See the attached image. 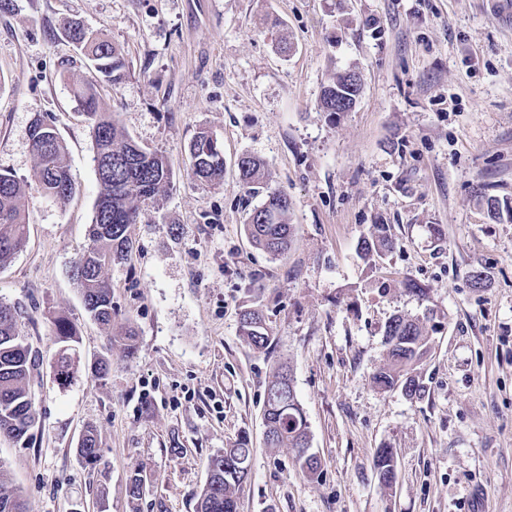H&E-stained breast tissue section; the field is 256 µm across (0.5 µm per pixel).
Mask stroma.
<instances>
[{
  "label": "stroma",
  "instance_id": "stroma-1",
  "mask_svg": "<svg viewBox=\"0 0 512 512\" xmlns=\"http://www.w3.org/2000/svg\"><path fill=\"white\" fill-rule=\"evenodd\" d=\"M105 33L128 62L101 81L68 39L69 20ZM357 71L355 107L331 116L321 91ZM96 84L119 124L162 153L172 187L129 225L132 253L112 265L116 322L134 352L86 313L72 278L89 244L97 195L93 144L76 84ZM52 124L76 185L45 198L30 127ZM207 130L224 147V182L191 176L189 146ZM260 157L287 195L296 237L285 255L245 232L264 196L240 182V155ZM0 172L26 185L29 232L0 268V300L40 359L28 440L0 439V467L29 512H194L209 459L248 436L252 472L238 512H512V12L496 0H15L0 14ZM396 246L359 253L374 225ZM484 271L471 287L469 271ZM422 286L410 292L407 280ZM260 310L269 353L250 347L239 314ZM435 309L426 392H383V331L396 315ZM71 322L78 382L52 378L53 320ZM108 354L100 379L89 362ZM287 360L321 460L302 472L265 440L262 405ZM101 461L76 455L86 426ZM394 452L383 488L378 449ZM147 479L130 505L128 476ZM374 467L381 486L391 487L396 481L397 470L393 453L389 448L379 449L374 461Z\"/></svg>",
  "mask_w": 512,
  "mask_h": 512
}]
</instances>
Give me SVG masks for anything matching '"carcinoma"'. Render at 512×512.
Returning a JSON list of instances; mask_svg holds the SVG:
<instances>
[{"mask_svg":"<svg viewBox=\"0 0 512 512\" xmlns=\"http://www.w3.org/2000/svg\"><path fill=\"white\" fill-rule=\"evenodd\" d=\"M90 65L104 78L116 83L128 68L122 52L109 40L97 37L76 22L66 28ZM354 71L336 73L323 88L320 110L344 112L358 97L361 84L352 81ZM89 121L94 144V171L97 184L94 216L89 227L90 243L72 267L85 310L97 322L115 326V335L132 350L135 332L130 323L114 325L112 287L106 269L126 260L131 253L128 226L138 221L143 203L160 205L171 186V171L165 157L140 146L118 125L113 112L89 85L75 89ZM31 146L36 158L35 181L48 198L64 201L75 190L74 181L63 158L65 147L55 129L41 118L31 125ZM192 176L211 185L224 182V148L209 131H201L190 146ZM239 178L250 189L265 191L264 201L246 220V233L252 245L272 257L288 251L295 235L290 222L288 197L268 184L264 162L252 154L241 155L237 164ZM28 223L24 184L9 173L0 172V267L9 263L25 246ZM395 243L388 225L377 224L371 238L361 242L364 257L381 258L392 252ZM20 308L0 300V436L20 441L35 421L34 402L29 389L36 355L18 327ZM55 334L61 346L52 366L53 381L65 390L76 381L79 352L75 327L64 319L54 320ZM241 336L259 352L271 344L270 330L260 311L246 308L239 319ZM387 363L374 375L381 390L399 389L407 397L421 398L424 386L417 366L430 352V340L419 320L407 316L392 317L384 329ZM290 367L282 363L268 381L263 402V419L268 429V444L296 451V461L303 471L314 474L320 460L306 447L308 423L296 391L285 382ZM76 453L88 465L100 461L97 430L87 426L81 433ZM374 467L381 486L396 481L393 453L379 449ZM252 470V449L241 439L213 456L208 463V478L195 494V512H238V495ZM145 479L137 470L126 482V496L134 503L144 495ZM0 512H28L24 496L9 487L0 473Z\"/></svg>","mask_w":512,"mask_h":512,"instance_id":"cac0c4a2","label":"carcinoma"}]
</instances>
